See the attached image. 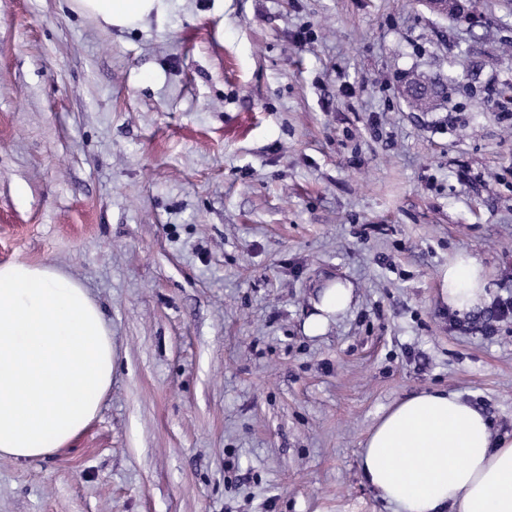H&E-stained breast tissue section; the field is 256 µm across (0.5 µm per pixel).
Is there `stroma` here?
<instances>
[{
  "label": "stroma",
  "instance_id": "35a3bbf8",
  "mask_svg": "<svg viewBox=\"0 0 512 512\" xmlns=\"http://www.w3.org/2000/svg\"><path fill=\"white\" fill-rule=\"evenodd\" d=\"M172 4L0 0V264L81 282L114 351L70 446L0 456V512H391L359 460L401 400L512 439V317L439 300L459 251L512 296V0ZM408 73L446 102L411 111ZM78 13L90 14L104 24L134 29L147 17H163L171 8V0H70ZM353 287L348 281L329 282L321 291L314 312L304 323L306 335L319 336L326 332L339 315L344 314L353 300Z\"/></svg>",
  "mask_w": 512,
  "mask_h": 512
}]
</instances>
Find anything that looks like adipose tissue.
I'll return each instance as SVG.
<instances>
[{"label":"adipose tissue","mask_w":512,"mask_h":512,"mask_svg":"<svg viewBox=\"0 0 512 512\" xmlns=\"http://www.w3.org/2000/svg\"><path fill=\"white\" fill-rule=\"evenodd\" d=\"M119 28L164 16L169 0H71ZM441 301L460 313L489 299L482 265L456 255L440 274ZM353 300L329 282L303 329L326 332ZM111 332L86 288L53 265H0V456L44 457L91 423L112 383ZM367 483L401 512H512V441H493L486 417L457 394L431 390L393 406L364 443Z\"/></svg>","instance_id":"obj_1"}]
</instances>
